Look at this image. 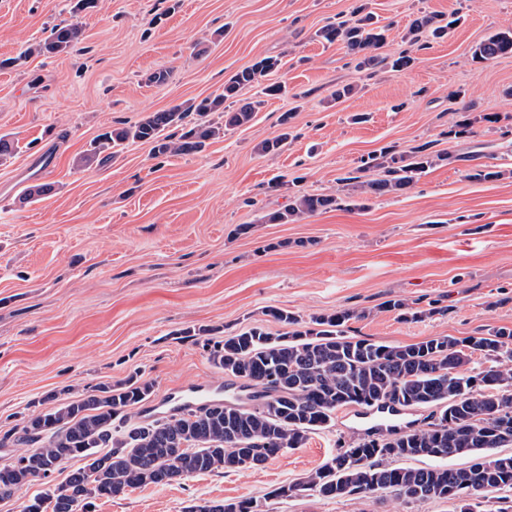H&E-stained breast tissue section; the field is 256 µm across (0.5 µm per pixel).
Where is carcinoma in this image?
<instances>
[{
    "instance_id": "carcinoma-1",
    "label": "carcinoma",
    "mask_w": 512,
    "mask_h": 512,
    "mask_svg": "<svg viewBox=\"0 0 512 512\" xmlns=\"http://www.w3.org/2000/svg\"><path fill=\"white\" fill-rule=\"evenodd\" d=\"M353 21L322 27L323 42H341L361 67L375 68L386 61L378 50L386 44V30L374 17L361 14ZM454 21L441 24L424 15L410 24L409 42L416 45L428 31L435 38L448 34ZM82 28L60 24L40 45V51L63 53L82 42ZM512 54V30L496 33L476 45L472 57L488 61ZM280 61L263 57L224 82L222 92L185 108L175 105L151 112L136 124L114 128L94 143L86 161L104 163L132 142L154 144L158 155H190L207 141L232 127L248 124L262 105L255 99L233 112L225 103L237 102L239 92L261 82ZM198 122L178 140L165 134L184 126L187 114ZM224 113V123L208 119ZM426 143L411 154L388 147L362 161V170L376 169L380 177L360 180L347 176L358 196H383L412 186L430 168L448 160L432 153ZM339 207L330 194H302L284 210L266 215L272 224L286 223ZM271 316L291 327L286 336H271L260 327L224 337L203 347L224 374L255 387L259 403L199 407L151 421L131 420L129 411L152 394L153 384L131 377L112 387L97 384L76 399L65 400L55 411L26 420L0 437V447L13 445L18 453L0 466V499H9L27 483L43 480L44 495L24 505L23 512H91L96 499H110L129 488L165 485L194 474L255 468L283 451L300 448L308 435L328 425L344 405L442 406L437 421L410 433L364 438L336 454L306 480L282 485L272 496L287 499L304 491L324 497L369 494L389 490L406 502L431 498L459 499L474 491L512 490V455L496 449L512 443V328L492 326L484 336L457 339L441 336L405 346L354 340L344 327L357 317L351 309L320 314L304 321L295 314L273 310ZM478 352L493 362L484 371L466 369L469 355ZM470 456V464L448 467H386L367 464L372 459H446ZM79 458L84 465L65 482L53 485L51 476L63 463ZM186 512H258L250 500L193 505Z\"/></svg>"
}]
</instances>
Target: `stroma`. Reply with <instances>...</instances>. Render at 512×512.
<instances>
[{"instance_id":"stroma-1","label":"stroma","mask_w":512,"mask_h":512,"mask_svg":"<svg viewBox=\"0 0 512 512\" xmlns=\"http://www.w3.org/2000/svg\"><path fill=\"white\" fill-rule=\"evenodd\" d=\"M75 2L0 0V136L14 144L0 159V435L131 377L153 384L158 408L141 406L142 417L166 416L164 400L188 387L231 382L187 331L286 335L274 309H353L347 336L384 345L512 328V55L471 58L512 28V0H95L82 12ZM360 5L388 27L383 55L409 51L408 68L360 70L342 43L316 38ZM453 12L447 37L410 49L413 19ZM61 23L82 27L77 49L34 53ZM266 56L281 60L267 82L287 94L202 152L158 157L137 142L107 165L83 163L101 133L215 95ZM342 85L354 93L332 101ZM465 119L466 136L451 137ZM276 137L278 151H258ZM427 142L449 158L402 193L264 220L299 193L352 196L361 159ZM477 164L499 178L469 179ZM391 299L410 316L386 310ZM357 411L337 408L261 467L132 489L95 512L242 499L260 512H459L386 490L272 498L363 438Z\"/></svg>"}]
</instances>
